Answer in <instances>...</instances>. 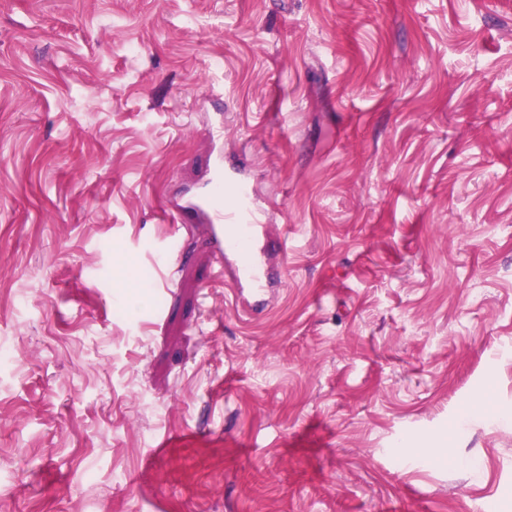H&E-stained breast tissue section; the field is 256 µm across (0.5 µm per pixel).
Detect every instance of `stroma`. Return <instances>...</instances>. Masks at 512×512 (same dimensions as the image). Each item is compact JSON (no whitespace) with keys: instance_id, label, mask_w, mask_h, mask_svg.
<instances>
[{"instance_id":"obj_1","label":"stroma","mask_w":512,"mask_h":512,"mask_svg":"<svg viewBox=\"0 0 512 512\" xmlns=\"http://www.w3.org/2000/svg\"><path fill=\"white\" fill-rule=\"evenodd\" d=\"M510 343L512 0H0V512H512ZM236 202L224 206V162L217 160L206 192L194 205L209 216L215 241L224 256L235 258L238 283H247L256 292L265 288L267 273L258 255V242L267 229L266 210L259 205L253 189L236 182Z\"/></svg>"}]
</instances>
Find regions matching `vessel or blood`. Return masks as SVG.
<instances>
[{"label": "vessel or blood", "instance_id": "vessel-or-blood-1", "mask_svg": "<svg viewBox=\"0 0 512 512\" xmlns=\"http://www.w3.org/2000/svg\"><path fill=\"white\" fill-rule=\"evenodd\" d=\"M196 206L208 214L215 241L224 253L234 257L237 282L263 291L267 273L259 259L258 242L267 228V218L254 190L238 185L235 203L225 205L224 163L219 160L215 162L213 177Z\"/></svg>", "mask_w": 512, "mask_h": 512}]
</instances>
